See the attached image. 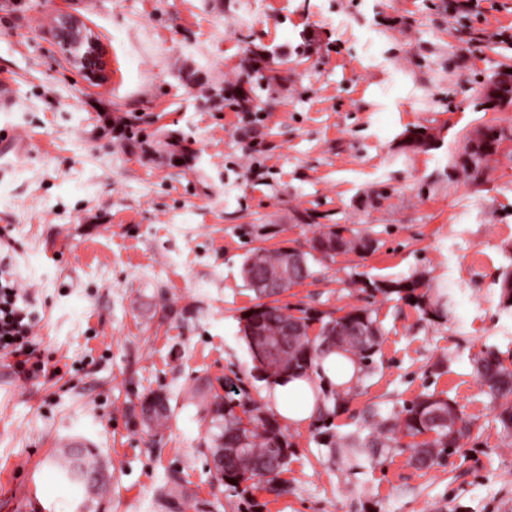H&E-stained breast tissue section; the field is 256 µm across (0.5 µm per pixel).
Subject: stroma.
Wrapping results in <instances>:
<instances>
[{
  "mask_svg": "<svg viewBox=\"0 0 512 512\" xmlns=\"http://www.w3.org/2000/svg\"><path fill=\"white\" fill-rule=\"evenodd\" d=\"M456 20L431 0H0V254L35 314L44 365L15 374L0 357V512H84L82 489L50 457L80 435L107 488L94 512H246L216 480L193 385L237 372L260 397L239 318L256 303L240 270L259 247L307 249L324 225L370 237L289 288L281 305L373 309L381 364L335 419L376 402L445 391L475 422L448 465L406 456L352 475L310 443L297 447L281 495L255 512H512V445L473 371L489 346L512 352V151L483 180L458 163L468 136L512 125L496 88L512 72V0H483ZM67 12L101 40L110 78L95 85L59 52ZM279 81L243 77L255 51ZM244 88L267 118L233 110ZM223 90L220 103L209 93ZM126 120L127 138L104 129ZM434 142L412 146L414 131ZM265 170L256 180L253 166ZM428 275L448 284V322L422 321L361 280ZM442 374L431 375L435 363ZM162 392L159 437L139 400Z\"/></svg>",
  "mask_w": 512,
  "mask_h": 512,
  "instance_id": "stroma-1",
  "label": "stroma"
}]
</instances>
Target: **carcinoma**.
I'll return each mask as SVG.
<instances>
[{
	"label": "carcinoma",
	"instance_id": "1",
	"mask_svg": "<svg viewBox=\"0 0 512 512\" xmlns=\"http://www.w3.org/2000/svg\"><path fill=\"white\" fill-rule=\"evenodd\" d=\"M512 142V128L491 127L480 137L468 139L464 147L465 163L473 180H478L489 156L500 145ZM346 228L337 224L327 226L316 235L310 250L300 252V262L278 290H269L261 283L265 275L288 266L291 249L280 248L269 252L254 250L242 264V277L259 299L240 318V322L256 323L269 336H278L285 328L291 333L284 337L286 347L277 344L267 347L248 341L252 359L264 353L280 367V374L306 377L321 371V361L331 352L353 355L359 365L353 384L323 386L320 388L322 405L313 423V440L328 449L329 456L339 460L343 470L357 474L372 469L396 454L409 453V462L418 468L445 466L448 459L460 452L462 441L471 436L472 423L466 418L457 401L445 392H420L409 402H403L388 411L380 407L365 410L363 424L347 434H338L334 420L343 411L359 383L376 373L381 324L373 310L354 308L338 316L330 310L311 306L290 308L263 298L283 293L292 285L313 275L312 266L322 265L338 253L364 254L374 248V241L356 233L344 235ZM361 291L371 295H396L408 302L429 322L448 321V302L451 289L432 287L422 278L361 281ZM320 325L319 334L310 337L311 323ZM475 372L485 393L495 403L496 418L503 439L512 440V368L502 353L488 346L475 359ZM221 396L212 392L207 383L190 390L203 419L209 421L207 437L213 465L224 489L247 501L255 490H266L276 495L287 492L280 475L287 470L293 445L288 440L278 417L252 397L250 389L239 375L224 377ZM142 424L153 430L163 427L170 417L168 398L152 393L139 404ZM60 476L80 487H88L89 479L100 468L95 449L63 448L58 455Z\"/></svg>",
	"mask_w": 512,
	"mask_h": 512
}]
</instances>
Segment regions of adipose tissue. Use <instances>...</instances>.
I'll return each instance as SVG.
<instances>
[{
  "instance_id": "adipose-tissue-1",
  "label": "adipose tissue",
  "mask_w": 512,
  "mask_h": 512,
  "mask_svg": "<svg viewBox=\"0 0 512 512\" xmlns=\"http://www.w3.org/2000/svg\"><path fill=\"white\" fill-rule=\"evenodd\" d=\"M357 370L355 361L342 355L329 354L322 362L319 377L286 378L271 382L263 392L268 407L288 425L301 428L312 422L316 412L315 393L322 382L331 384L351 383Z\"/></svg>"
}]
</instances>
